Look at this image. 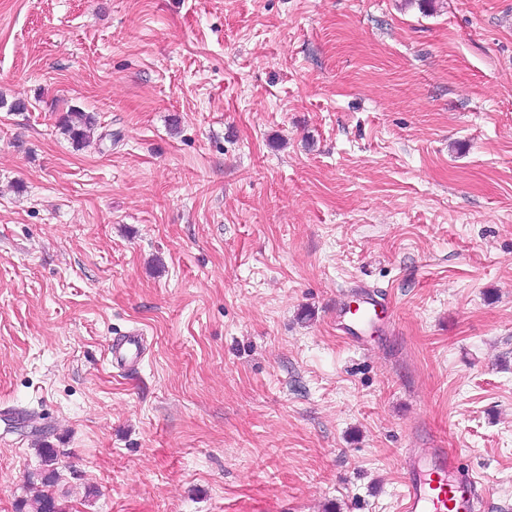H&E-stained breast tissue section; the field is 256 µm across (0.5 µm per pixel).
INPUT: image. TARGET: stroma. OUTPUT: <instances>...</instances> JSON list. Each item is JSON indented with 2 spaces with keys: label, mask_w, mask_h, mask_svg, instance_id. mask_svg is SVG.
<instances>
[{
  "label": "stroma",
  "mask_w": 512,
  "mask_h": 512,
  "mask_svg": "<svg viewBox=\"0 0 512 512\" xmlns=\"http://www.w3.org/2000/svg\"><path fill=\"white\" fill-rule=\"evenodd\" d=\"M433 445L512 512V0H0V512L45 446L65 512H399ZM94 117L89 113L71 109L64 117L62 127L76 144H81L94 126ZM377 302H378V299L376 298V295L370 296L367 299H365L364 301H362V303H364L365 305L363 307H361V305H360V308L357 311L358 313L351 311L349 303L345 304L343 306V308L341 309V311L339 312L341 317H343V318L348 317L350 324L347 325V327L349 328L350 332L353 334H358V335L353 336L354 342L358 346L362 345L363 342L361 340V336L359 335L361 330L357 327V325L355 324L354 321H365V320L369 319L372 310L375 313L376 306L379 304ZM146 352V337L137 329L114 338L108 346L110 363L113 368L121 372L135 370L144 360Z\"/></svg>",
  "instance_id": "stroma-1"
}]
</instances>
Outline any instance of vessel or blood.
<instances>
[{
    "mask_svg": "<svg viewBox=\"0 0 512 512\" xmlns=\"http://www.w3.org/2000/svg\"><path fill=\"white\" fill-rule=\"evenodd\" d=\"M146 352V338L137 329L108 347L112 367L122 372L135 370ZM479 497L478 478L450 461L447 449H407L401 512H476Z\"/></svg>",
    "mask_w": 512,
    "mask_h": 512,
    "instance_id": "vessel-or-blood-1",
    "label": "vessel or blood"
}]
</instances>
